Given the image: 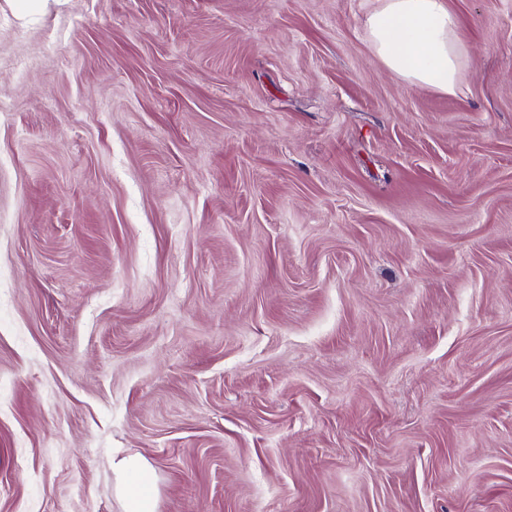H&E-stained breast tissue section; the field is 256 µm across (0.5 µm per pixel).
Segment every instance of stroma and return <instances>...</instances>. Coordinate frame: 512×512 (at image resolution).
<instances>
[{
	"instance_id": "stroma-1",
	"label": "stroma",
	"mask_w": 512,
	"mask_h": 512,
	"mask_svg": "<svg viewBox=\"0 0 512 512\" xmlns=\"http://www.w3.org/2000/svg\"><path fill=\"white\" fill-rule=\"evenodd\" d=\"M456 93L380 0H0V512H512V0ZM123 512H156V483L147 463L129 456L112 460ZM135 479H138L135 482Z\"/></svg>"
}]
</instances>
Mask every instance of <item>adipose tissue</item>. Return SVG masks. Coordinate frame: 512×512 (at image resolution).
<instances>
[{"label": "adipose tissue", "instance_id": "adipose-tissue-1", "mask_svg": "<svg viewBox=\"0 0 512 512\" xmlns=\"http://www.w3.org/2000/svg\"><path fill=\"white\" fill-rule=\"evenodd\" d=\"M447 0H382L366 27L377 59L413 86L455 93L466 48ZM123 512H156L153 472L140 458L113 460Z\"/></svg>", "mask_w": 512, "mask_h": 512}]
</instances>
